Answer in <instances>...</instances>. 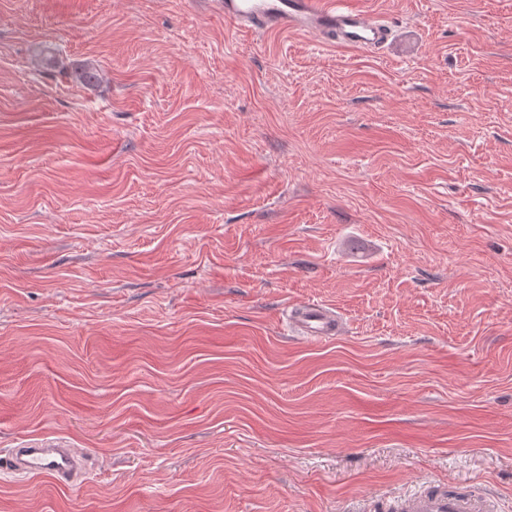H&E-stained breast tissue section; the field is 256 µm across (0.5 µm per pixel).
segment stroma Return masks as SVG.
<instances>
[{
    "label": "stroma",
    "instance_id": "stroma-1",
    "mask_svg": "<svg viewBox=\"0 0 512 512\" xmlns=\"http://www.w3.org/2000/svg\"><path fill=\"white\" fill-rule=\"evenodd\" d=\"M360 2L383 49L0 0V448L93 457L0 512H512V0ZM287 316L289 326L296 335L311 341L329 339L344 333L340 315L334 308L321 303L302 304ZM397 512H494L482 495L427 484L396 503Z\"/></svg>",
    "mask_w": 512,
    "mask_h": 512
}]
</instances>
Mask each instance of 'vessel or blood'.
<instances>
[{
	"mask_svg": "<svg viewBox=\"0 0 512 512\" xmlns=\"http://www.w3.org/2000/svg\"><path fill=\"white\" fill-rule=\"evenodd\" d=\"M226 21L243 32L262 37L289 32L353 48L380 49L391 37L382 19L352 7L349 0H215ZM296 335L319 341L342 335L344 323L336 310L309 302L288 315ZM89 453L69 447L61 438L21 441L0 448V474L47 475L57 485H81L91 471ZM398 512H494L482 495L427 484L396 503Z\"/></svg>",
	"mask_w": 512,
	"mask_h": 512,
	"instance_id": "b4317fda",
	"label": "vessel or blood"
}]
</instances>
